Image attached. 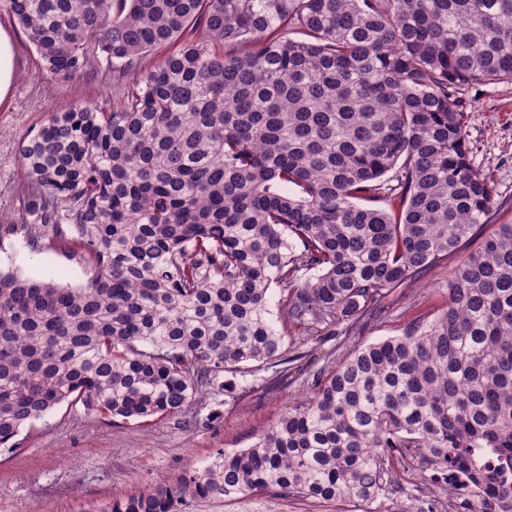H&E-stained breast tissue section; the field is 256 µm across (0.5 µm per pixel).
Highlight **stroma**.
Returning a JSON list of instances; mask_svg holds the SVG:
<instances>
[{"instance_id": "1", "label": "stroma", "mask_w": 512, "mask_h": 512, "mask_svg": "<svg viewBox=\"0 0 512 512\" xmlns=\"http://www.w3.org/2000/svg\"><path fill=\"white\" fill-rule=\"evenodd\" d=\"M0 31L10 40L16 72L9 96L0 101V224L11 221L23 172L21 141L39 127L45 112L74 104H99L117 95L102 74H81L57 83L36 76L37 56L22 30L0 13ZM465 134L475 169L491 181L498 207L493 223L512 224V81L462 87ZM475 248L461 251L406 288L405 299L365 317L361 326H338L335 334L303 344L299 331L286 336L290 363L231 376V389L214 388L180 415L149 420L113 419L60 405L25 425L13 448L0 447V512H110L113 501L203 468L219 453L249 447L289 404L313 389V377L328 372L358 345L402 334L413 321L433 318L448 304L449 270ZM0 270L76 288L87 276L67 247L33 251L17 236L0 233ZM302 360H295L297 352ZM395 512L416 505L439 512L448 495L432 492L424 473L397 462L383 499ZM249 512H336L333 504L285 495H253Z\"/></svg>"}]
</instances>
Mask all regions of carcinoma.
<instances>
[{
  "label": "carcinoma",
  "mask_w": 512,
  "mask_h": 512,
  "mask_svg": "<svg viewBox=\"0 0 512 512\" xmlns=\"http://www.w3.org/2000/svg\"><path fill=\"white\" fill-rule=\"evenodd\" d=\"M42 74L119 101L46 115L3 231L75 245L79 288L0 276V447L62 404L186 409L224 374L355 326L481 232L495 192L458 90L512 81V0H0ZM302 38L295 39L292 34ZM383 200L389 207L379 206ZM448 305L365 343L253 445L112 512L276 492L362 512L398 456L512 497V224ZM280 290L282 329L270 319Z\"/></svg>",
  "instance_id": "obj_1"
}]
</instances>
